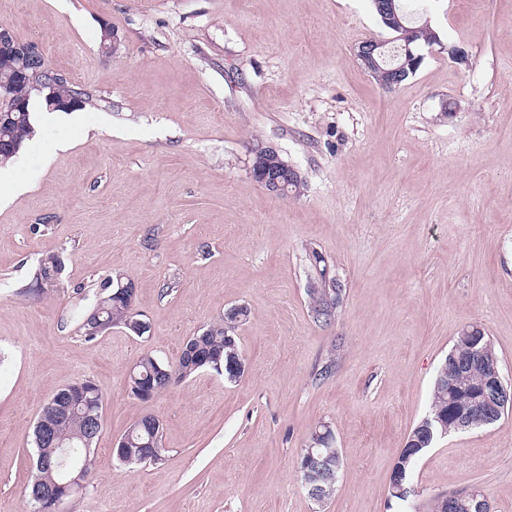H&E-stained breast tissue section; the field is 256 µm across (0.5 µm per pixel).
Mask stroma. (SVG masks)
I'll list each match as a JSON object with an SVG mask.
<instances>
[{"label":"stroma","mask_w":512,"mask_h":512,"mask_svg":"<svg viewBox=\"0 0 512 512\" xmlns=\"http://www.w3.org/2000/svg\"><path fill=\"white\" fill-rule=\"evenodd\" d=\"M422 8L441 42L388 91L355 56L387 37L371 0H0V27L93 95L88 133L41 122L0 166L29 184L0 205V512H28L34 427L80 379L105 396L103 426L63 512H424L471 488L512 512V411L439 439L408 504L389 495L464 326L485 329L512 379V0ZM259 141L299 171V195L250 176ZM48 254L62 279L32 289ZM317 254L342 289L327 323L309 297ZM118 272L150 331L85 339L80 317ZM238 305L242 377L128 394L143 355L175 364ZM147 414L162 459L118 464L113 441ZM322 425L342 467L319 502L298 463Z\"/></svg>","instance_id":"1"}]
</instances>
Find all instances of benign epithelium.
Masks as SVG:
<instances>
[{
	"label": "benign epithelium",
	"mask_w": 512,
	"mask_h": 512,
	"mask_svg": "<svg viewBox=\"0 0 512 512\" xmlns=\"http://www.w3.org/2000/svg\"><path fill=\"white\" fill-rule=\"evenodd\" d=\"M0 43L13 46L16 58L20 63H26L35 71L48 70L47 63L42 51L32 42H21L15 38L7 28H0ZM385 42L375 38H369L360 42L355 49V56L365 69L378 67L377 58L383 55ZM423 56L415 53L408 45L401 47V60L393 69L396 77L387 85L392 89L400 84V80L410 70L421 65ZM252 157L249 166L251 176L260 177L259 184L270 194L280 196L287 192L288 183L294 181L298 171L282 164L278 149L270 144L261 145L251 151ZM484 337V329L477 324H469L462 329L464 358L458 362L453 373L448 377V386L456 389L468 382L469 369L474 364L485 366L486 375L476 386L473 392V404L466 410L453 412L454 426L458 430L469 428V421L473 415H481L486 423H493L498 419L501 412L512 408V385L505 382L497 361H489L484 355V349L480 343ZM86 384L68 386L60 394L49 400V410L53 412L57 420L74 412L82 405ZM85 416L88 422V441H93L102 428V412L93 408H86ZM326 440L322 434L313 435V441L306 448L303 470L305 479L304 487L308 495L316 500L322 501L335 488L337 463L329 455L320 452L322 444ZM77 467L72 463L65 468L58 470L60 481H53L49 484L50 494L38 492L40 501L49 505V512H61V505L66 498L83 486L82 475L69 477L71 470Z\"/></svg>",
	"instance_id": "7a95c632"
}]
</instances>
